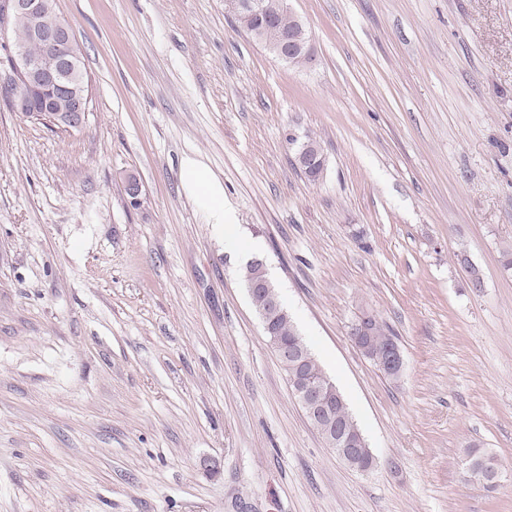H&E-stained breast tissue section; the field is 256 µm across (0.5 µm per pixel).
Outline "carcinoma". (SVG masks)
Returning <instances> with one entry per match:
<instances>
[{"mask_svg":"<svg viewBox=\"0 0 512 512\" xmlns=\"http://www.w3.org/2000/svg\"><path fill=\"white\" fill-rule=\"evenodd\" d=\"M267 3L269 9L265 16L254 19L240 16L233 18V21L236 27L277 58L279 54L269 45L270 35L264 31V28L272 25L286 30L289 27V17L288 12L281 9L282 0H267ZM288 144L295 149L296 164L301 172L309 181H318L324 170V156L320 142L309 135L305 136L303 141L296 136H290ZM244 282L249 289L252 304L259 314L269 310L272 300L279 297V292L267 276L264 264L259 260H253L247 264ZM272 330L288 351H294L305 345L297 333L288 309L284 306L275 313ZM365 346L364 356L376 364L386 358L389 350L397 346V342L390 329L376 318L371 322L370 334L366 337ZM280 360L287 377H300L327 387L325 409L309 418L327 445L352 469L366 471L374 467L375 461L372 460L370 453L367 449L359 447V442L365 440V436L352 416L345 397L324 372L313 354L310 352L304 356L298 354L293 358L283 354ZM464 454L475 467V470L468 472L469 476L490 479L485 465L494 461L493 454L475 446L465 448Z\"/></svg>","mask_w":512,"mask_h":512,"instance_id":"carcinoma-1","label":"carcinoma"}]
</instances>
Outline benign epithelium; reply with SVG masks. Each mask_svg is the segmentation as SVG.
Instances as JSON below:
<instances>
[{"label": "benign epithelium", "instance_id": "benign-epithelium-1", "mask_svg": "<svg viewBox=\"0 0 512 512\" xmlns=\"http://www.w3.org/2000/svg\"><path fill=\"white\" fill-rule=\"evenodd\" d=\"M56 0H0V38L8 45L10 62L0 71V96L19 115L59 130L81 129L90 112V86L82 68L83 49L70 22L55 14ZM231 15L243 12L260 16L268 10L265 0H225ZM288 43L289 63L313 61L311 36L303 19L293 10ZM26 25L28 40L13 37L18 22ZM38 43L43 55L29 51ZM291 393L306 414L316 413L319 394L291 385Z\"/></svg>", "mask_w": 512, "mask_h": 512}]
</instances>
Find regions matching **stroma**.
<instances>
[{
  "label": "stroma",
  "mask_w": 512,
  "mask_h": 512,
  "mask_svg": "<svg viewBox=\"0 0 512 512\" xmlns=\"http://www.w3.org/2000/svg\"><path fill=\"white\" fill-rule=\"evenodd\" d=\"M290 4L303 68L224 0H57L84 47V126L0 101V512H512V0ZM291 134L320 142L317 182ZM188 156L235 244L186 190ZM249 247L372 470L293 398ZM366 308L398 378L350 337ZM470 445L498 487L465 476ZM182 177L207 213L209 224H214L216 232L228 240L237 237V224L232 213L224 206V192L210 179L206 169L196 160L188 158L182 165ZM464 454L466 458L471 463H473L474 467L476 468L473 471L467 470V474L469 475V477H478L479 479H481L480 474H482L485 479L489 480V472L487 468L484 467V464H491L493 461H495L493 454L486 450H481L476 446H469L465 448ZM489 467L491 470L492 482L494 484H498L502 477L501 471L497 468V466L494 463H492Z\"/></svg>",
  "instance_id": "35a3bbf8"
}]
</instances>
